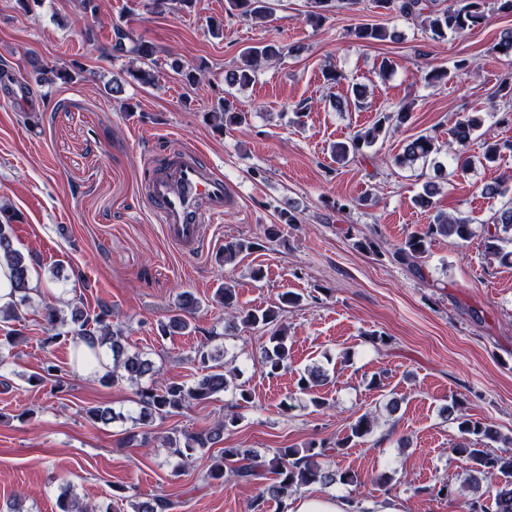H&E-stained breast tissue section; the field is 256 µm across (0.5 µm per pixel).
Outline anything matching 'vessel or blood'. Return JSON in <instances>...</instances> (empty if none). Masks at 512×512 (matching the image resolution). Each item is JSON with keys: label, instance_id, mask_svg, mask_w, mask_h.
Segmentation results:
<instances>
[{"label": "vessel or blood", "instance_id": "vessel-or-blood-1", "mask_svg": "<svg viewBox=\"0 0 512 512\" xmlns=\"http://www.w3.org/2000/svg\"><path fill=\"white\" fill-rule=\"evenodd\" d=\"M0 97L20 109L31 99L28 85L12 75L0 78ZM145 196L168 239L193 253L202 244L205 226L223 217L232 191L204 154L173 148L152 157Z\"/></svg>", "mask_w": 512, "mask_h": 512}]
</instances>
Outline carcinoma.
I'll use <instances>...</instances> for the list:
<instances>
[{
	"mask_svg": "<svg viewBox=\"0 0 512 512\" xmlns=\"http://www.w3.org/2000/svg\"><path fill=\"white\" fill-rule=\"evenodd\" d=\"M333 0H312V10L307 20L319 24L326 19ZM229 10H234L245 19L261 20L267 17L270 10L268 0H227ZM195 0H149L150 12L161 14L170 11H185L194 7ZM374 8L387 14L395 13L406 19L420 22V26L434 41L445 40L450 34H461L474 27L484 24L490 12L512 15V0H449V5L437 9L435 0H373ZM355 39L362 42L383 41L390 34L383 27L361 24L352 30ZM284 46L274 40L259 46L249 47L240 55V65L228 71L225 83L228 87L249 85L259 66L281 57ZM155 47L144 40L133 30L117 28L113 44L107 51L112 58L128 60L126 74L134 82L151 86L155 81L154 63ZM30 77L39 86H52L58 82L69 83L77 75L73 67L47 68L38 61L29 60ZM172 70L180 75L187 85L198 84L197 70L185 65L175 58L170 62ZM499 92L506 97V106L502 111L500 122L512 123V78L505 77ZM231 92L218 99L217 104L206 113L209 124L222 132L231 127H238L247 122L248 116L240 112L229 99ZM410 118L409 109L399 107L380 113L372 126L360 129L348 138V141L336 144L334 157L336 163L343 164L346 160L359 153L363 148L372 146L381 135L405 124ZM482 119L476 115L465 113L456 121L450 132L448 148L453 150L456 163L455 171L466 174L473 161L467 155L469 144L474 132L481 126ZM512 152V141L486 139L483 142L482 159L493 164L504 151ZM441 152L436 139L430 135H419L409 140L398 154L394 162L401 167H412L417 162L424 163L435 160ZM512 186L509 179L495 180L481 186V194L488 198L504 199L501 207L494 213L490 221L483 225L484 248L487 255L502 262H512ZM16 213L7 204L0 205V261L11 270V282L17 298L8 307L0 308V326L7 329L5 336L0 338V363L4 361L3 349L14 344L19 330L12 327L24 319V308L30 302L29 281L32 267V256L24 254L14 244L13 224ZM472 235L471 220L467 217H452L442 212L436 213L433 223L410 233L404 241L394 247L393 259L414 270L420 271L423 260L429 251L432 240L437 236L454 237L466 242ZM258 248V243L248 239H235L224 243V263L233 262L244 252ZM215 297L224 309L230 311L244 328L265 329L270 332L268 344L261 348L259 366L266 374L274 376L288 367L290 354L286 344L284 327L280 322V312L275 309H244L237 306L234 289L224 284L218 289ZM198 309L196 298L184 292L174 313L167 321L159 324L158 335L164 339L174 333H181L189 327L190 318ZM43 321L47 344H56L73 340L77 345H85L91 351L98 347H107L112 354V368L105 374L104 381L115 382L126 380L137 386V415L133 421L148 424L156 418L179 414L196 402L210 399L212 396L229 389L227 378V362L224 354L210 346V339L204 338L195 349L194 361L198 364L199 373L192 383L160 381L161 367L145 353H130L127 350L125 336L112 329V309L104 304L99 311L85 312L75 308L70 318H65L63 311L54 305L46 304L43 308ZM327 380L322 368L313 366L305 369L298 380L299 389L309 394L314 388ZM457 404L445 408L448 419L456 423L460 440L452 452L466 457L470 463L469 481L474 490H479L481 482L492 480L498 473L512 475V454H496L491 451V444L503 440L498 429L492 424L472 420L456 413ZM237 415H227L224 421L201 432L184 433L182 438L165 436L157 448L181 458H190L199 448H214L224 443V431L235 426ZM374 430V420L363 414L349 425V433L338 442L323 441L319 448H275L268 457H262L251 448H222L201 480L210 483L224 481L228 476L240 482L260 485L259 492L248 504V512H266V505L275 502L280 512H287V501L300 489L312 484L333 486L336 483H351L353 476L347 472L336 470L316 461L327 453L338 448H346L356 441H363ZM492 489V506L484 504L483 496L479 495L464 503V512H512V483L505 485H489ZM59 512H99L77 496L65 491L58 498ZM172 503L166 497L157 496L150 501L133 505L132 512H168Z\"/></svg>",
	"mask_w": 512,
	"mask_h": 512,
	"instance_id": "1",
	"label": "carcinoma"
}]
</instances>
